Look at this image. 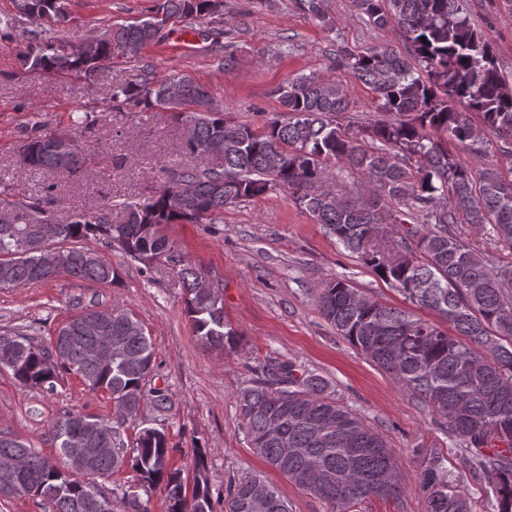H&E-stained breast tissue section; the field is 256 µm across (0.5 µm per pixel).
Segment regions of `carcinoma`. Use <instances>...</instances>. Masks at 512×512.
Listing matches in <instances>:
<instances>
[{
    "instance_id": "carcinoma-1",
    "label": "carcinoma",
    "mask_w": 512,
    "mask_h": 512,
    "mask_svg": "<svg viewBox=\"0 0 512 512\" xmlns=\"http://www.w3.org/2000/svg\"><path fill=\"white\" fill-rule=\"evenodd\" d=\"M14 2L20 14L45 18L50 28L68 22L65 0ZM214 2L160 0L153 12L165 22H183L216 15ZM352 3L376 28L396 24L410 48L404 56L388 46L359 53L341 47L331 60L332 67L352 71L374 93L372 119L354 130L340 125L338 115L349 109L345 88L314 75L275 87L288 120L269 119L257 128L225 118L206 87L186 74L126 84L112 98L143 112L171 113L189 127L182 142L188 155H205L222 144V165L168 170L148 203L121 205L116 224L109 202L58 221L55 185L48 183L29 201L10 204L12 218L0 217V258L10 263L8 283L15 288L63 276L116 283L112 264L82 246L88 240L148 266L163 256L177 268L198 343L231 353L240 339L224 318L219 288L185 261L163 230L168 224H216L224 207L274 186L286 188L345 250L405 300L456 331L450 336L345 280L330 279L317 293V309L336 334L442 418V429L465 443L471 469L491 487L497 512H512V263L480 258L455 231L459 224L475 225L512 252V170L476 173L448 150L457 143L478 157L487 155L490 143L474 123L477 114L495 132L499 150L512 153V86L463 0ZM159 38L147 18L107 29L92 59L52 40L30 42L19 54L33 71L89 79L112 60L113 50L135 57ZM57 139L56 134L28 137L19 167L40 175L82 171L86 157L75 137H68L78 155L71 168L58 162ZM339 161L361 173L374 192L363 198L322 189ZM97 314L95 305L83 307L58 328L57 341L47 348L0 332V366L21 384L50 383L62 368L126 409L116 424L70 411L56 417L51 432L65 468L23 441L0 435V460L19 464L16 486L0 482V494L37 497L49 512H96L99 492L92 479L129 465L142 483L164 487L166 512H213L208 449L195 448L189 485L170 465L164 432L143 428L134 447L125 442V420L136 417L147 400L161 408L167 399L160 389L146 388L153 350L143 322L117 310L112 325L100 326ZM296 372L288 361L265 364L239 393L254 452L339 512L398 494V461L383 437L327 395L322 379ZM104 431L112 433V451L82 458L84 448L105 447ZM285 441L302 453H285ZM419 483L427 512H472L438 453H429ZM224 512H288V503L264 478L244 476L229 485Z\"/></svg>"
}]
</instances>
